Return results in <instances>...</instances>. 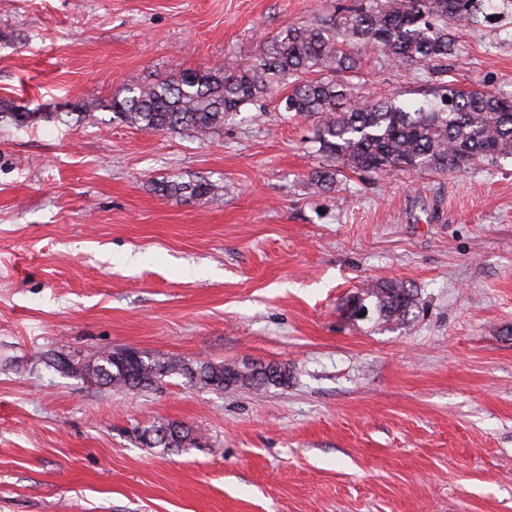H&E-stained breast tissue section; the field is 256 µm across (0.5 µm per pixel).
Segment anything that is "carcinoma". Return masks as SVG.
Segmentation results:
<instances>
[{
	"mask_svg": "<svg viewBox=\"0 0 512 512\" xmlns=\"http://www.w3.org/2000/svg\"><path fill=\"white\" fill-rule=\"evenodd\" d=\"M486 0H389L381 8L368 0L342 4L330 17L316 16L302 26L281 29L256 62L241 66L225 63L203 70H187L154 83L126 86L105 108L120 121L144 130H191L201 137L224 128V120L275 88L287 84L285 109L317 120L318 152L352 170L376 176L410 169L451 174L469 160L512 155V95L474 89L468 92L441 81L432 98L406 107L395 99L359 103L352 78L359 59L346 47L368 42L388 62L426 65L456 54L448 34V19L468 23L483 13ZM38 113L24 105L0 107V119L17 126L34 121ZM315 185L336 183V169L327 164L314 172ZM170 194L193 197L217 195L215 185L198 182L163 186ZM370 299L373 312L405 324L417 307L416 294L403 282L368 286L357 298ZM121 350H107L75 358L82 381L127 391L158 385L171 375L192 386L222 391L228 387L262 389L282 386L288 370L277 363L237 366L234 362L191 363L177 357H154L144 352L134 367L118 363ZM241 368V378L230 376ZM170 427L158 424L137 435L165 448H199L204 436L183 426L173 443L157 436Z\"/></svg>",
	"mask_w": 512,
	"mask_h": 512,
	"instance_id": "carcinoma-1",
	"label": "carcinoma"
}]
</instances>
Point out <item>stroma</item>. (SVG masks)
I'll use <instances>...</instances> for the list:
<instances>
[{
	"mask_svg": "<svg viewBox=\"0 0 512 512\" xmlns=\"http://www.w3.org/2000/svg\"><path fill=\"white\" fill-rule=\"evenodd\" d=\"M340 0H0V512H512V155L319 189L316 122L277 88L206 138L105 110L122 87L233 60ZM459 89L512 93V0L449 21ZM363 95L428 70L356 45ZM94 102L62 124L47 112ZM208 181L216 197L162 192ZM409 324L351 313L366 284ZM129 347L276 362L286 385L107 389L47 354ZM177 421L199 448L134 430ZM362 295L366 298H357L354 305L355 314L356 307L358 305L367 307L363 302L370 298L373 312L379 318L405 324L417 307L416 294L404 282L390 281L380 286H367ZM180 424H183V423H180V422H172V423H167V424L160 423L158 425L152 426V428H150L148 430L143 431L141 434H138L137 438L139 439V441H141V443L148 444V441H150L153 438V434H156L160 430L167 429L168 427L173 426V425L178 427ZM180 426H182L179 431L180 435L178 436V438L174 442V444H172L170 441H165L164 437H159L157 435L153 438L155 443L162 445L163 448H177V449H179V448H199V447L203 446L204 436L200 432H198L191 426H188V427L183 426V425H180Z\"/></svg>",
	"mask_w": 512,
	"mask_h": 512,
	"instance_id": "1",
	"label": "stroma"
}]
</instances>
